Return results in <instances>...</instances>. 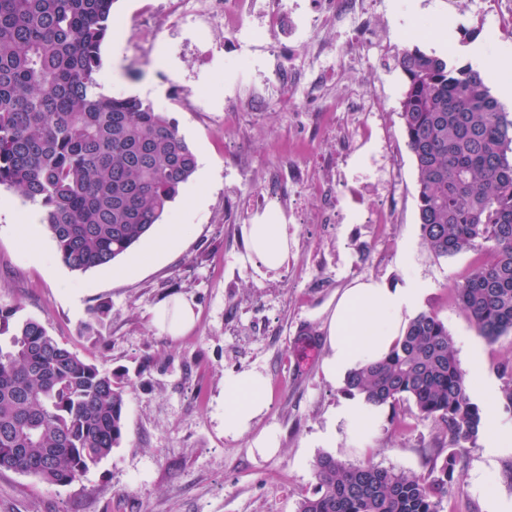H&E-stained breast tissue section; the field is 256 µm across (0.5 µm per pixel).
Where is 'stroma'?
I'll return each instance as SVG.
<instances>
[{
  "label": "stroma",
  "mask_w": 512,
  "mask_h": 512,
  "mask_svg": "<svg viewBox=\"0 0 512 512\" xmlns=\"http://www.w3.org/2000/svg\"><path fill=\"white\" fill-rule=\"evenodd\" d=\"M165 2L116 0L115 31L101 49L106 92L164 104L210 176L193 175L147 237L85 272L62 262L49 235L28 241L0 215V307H18L20 317L41 321L70 351L130 383L119 447L68 486L0 471V512H297L316 484L314 464L323 454L426 474L429 452L445 436L437 422L417 417L413 403L375 408L360 441L334 421L345 395L322 373L327 324L340 294L358 279L392 287L423 282L421 310L447 325L463 371L479 352L483 373L473 383L474 397L493 408L501 430L512 432V413L498 405L504 381L496 372L498 362L512 358V333L493 343L478 336L453 291L489 254L480 247L438 257L421 242L416 171L400 118V70L374 55L340 64L344 93L373 83L385 96L386 110L372 125L394 148L401 189L396 223L316 224L322 200L303 193L306 221L288 227L287 263L260 274L246 252L247 205L285 159L313 165L335 151L336 141L312 136L305 110L288 108L265 84L262 71L287 69L286 55L254 57L228 76L208 31L171 25L159 39L166 64L148 60L136 27L145 10L160 13ZM448 2L379 0L378 10L400 47L478 63L498 0H476L466 15ZM421 15L433 23L432 38L409 35ZM188 90L211 97L209 117L176 105ZM228 91L246 103L229 118L222 113ZM242 149L250 162L239 170L232 158ZM175 224L183 227L176 237L170 234ZM173 299L187 300L196 314L193 328L176 338L153 322L155 308ZM102 302L109 314L100 337L86 338L83 327ZM250 369L267 377L269 406L247 432L225 436L224 378ZM486 383L493 394L483 393ZM263 433L275 435L277 454L253 448ZM511 459L493 453L487 434H480L460 451L443 512H512V487L501 476Z\"/></svg>",
  "instance_id": "35a3bbf8"
}]
</instances>
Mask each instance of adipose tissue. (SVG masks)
Segmentation results:
<instances>
[{"mask_svg": "<svg viewBox=\"0 0 512 512\" xmlns=\"http://www.w3.org/2000/svg\"><path fill=\"white\" fill-rule=\"evenodd\" d=\"M246 243L249 257L266 269H278L288 260V227L279 213L262 214L248 225ZM425 292L418 281L389 288L368 279L346 288L329 320L330 353L322 366L325 378L345 380L350 371L384 357L403 335L407 314L419 306ZM268 405V382L262 373L248 370L225 377V435L246 432Z\"/></svg>", "mask_w": 512, "mask_h": 512, "instance_id": "obj_1", "label": "adipose tissue"}]
</instances>
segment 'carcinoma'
Masks as SVG:
<instances>
[{
	"label": "carcinoma",
	"mask_w": 512,
	"mask_h": 512,
	"mask_svg": "<svg viewBox=\"0 0 512 512\" xmlns=\"http://www.w3.org/2000/svg\"><path fill=\"white\" fill-rule=\"evenodd\" d=\"M115 0H0V187L44 212L62 261L85 272L148 235L195 173L176 120L150 101L107 95L101 47ZM401 120L417 175L422 244L438 257L486 246L490 259L454 286L490 342L512 332V113L478 70L401 50ZM18 309L0 308V470L74 483L122 441L127 383L81 359ZM498 371L512 411V359ZM343 392L373 407L413 402L438 421L427 476L317 459L297 512H443L458 463L488 412L456 359L448 326L413 317L384 359L351 371Z\"/></svg>",
	"instance_id": "1"
}]
</instances>
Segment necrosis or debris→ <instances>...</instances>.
<instances>
[{
  "label": "necrosis or debris",
  "instance_id": "4bbe7bcc",
  "mask_svg": "<svg viewBox=\"0 0 512 512\" xmlns=\"http://www.w3.org/2000/svg\"><path fill=\"white\" fill-rule=\"evenodd\" d=\"M168 15L179 25L203 23L208 28L224 32L233 50L230 58L242 61L246 51L263 46L268 53H278L279 36L289 30L290 46L300 53L318 58L326 55L324 45L314 42V30L324 21L334 20L343 33L339 48L343 55L355 58L367 48H375L381 57L396 61L397 44L387 35V26L377 20V0H308L305 15H297L296 0H167ZM384 97L373 85L358 90L342 104V118L328 123L326 115L331 104L324 103L311 112L314 130H331L337 148L325 157L317 174L305 173L298 165L288 167L287 174L274 176L268 187L248 207L249 213L271 208L281 211L284 217L299 216L300 210L293 201L298 188L319 194L324 202L319 217L323 224H390L396 215V189L392 182H384L377 189L378 211H361L344 206L346 169L351 157L361 156L373 139V129L368 123L372 113L381 111Z\"/></svg>",
  "mask_w": 512,
  "mask_h": 512
}]
</instances>
